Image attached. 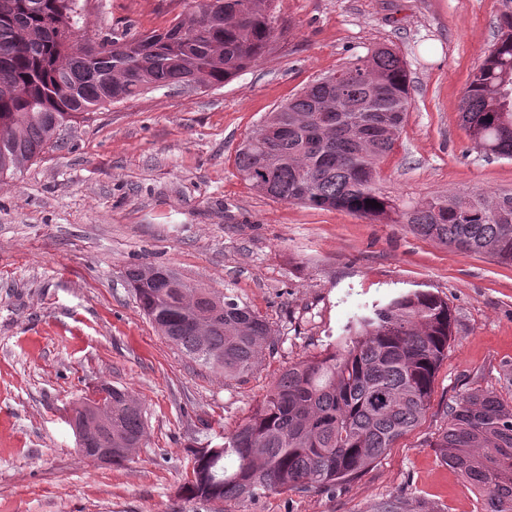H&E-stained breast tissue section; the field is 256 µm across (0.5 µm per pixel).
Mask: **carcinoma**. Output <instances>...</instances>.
I'll use <instances>...</instances> for the list:
<instances>
[{
  "instance_id": "obj_1",
  "label": "carcinoma",
  "mask_w": 512,
  "mask_h": 512,
  "mask_svg": "<svg viewBox=\"0 0 512 512\" xmlns=\"http://www.w3.org/2000/svg\"><path fill=\"white\" fill-rule=\"evenodd\" d=\"M78 0H0V179L50 147L60 128L91 111L157 88H186L196 74L222 87L273 52L283 30L276 0H199L161 31L79 39ZM410 104L406 62L381 46L325 75L268 113L235 164L268 196L405 225L464 254L512 264V192L448 193L400 204L377 187L378 169L404 129ZM459 117L473 147L512 160V11L470 76ZM279 165L266 169V156ZM374 200L379 207L366 204ZM125 276L140 309L167 342L226 380L262 363L269 322L238 297L186 282L170 268L147 280ZM453 316L429 291L401 293L355 315L322 353L288 365L251 414L218 448L191 450L185 494L253 497L350 483L420 425L448 356ZM112 463L147 442L135 395L112 387ZM426 446L476 491L481 512H512V400L473 389L443 409Z\"/></svg>"
}]
</instances>
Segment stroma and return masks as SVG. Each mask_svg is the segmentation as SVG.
<instances>
[{"mask_svg":"<svg viewBox=\"0 0 512 512\" xmlns=\"http://www.w3.org/2000/svg\"><path fill=\"white\" fill-rule=\"evenodd\" d=\"M79 36L159 31L184 0H80ZM512 0H278L287 39L219 89H162L64 128L0 180V512H479L424 441L446 404L479 387L512 398V265L336 210L272 199L237 172L264 116L380 45L407 63L404 131L380 166L399 202L512 189V161L474 149L458 120L471 74ZM134 264L233 294L267 319L261 366L227 381L153 328ZM446 299L448 356L429 409L359 479L332 490L206 502L181 489L189 449L221 444L292 362L342 336L364 307L403 292ZM131 390L147 445L122 465L82 461L67 421L100 384Z\"/></svg>","mask_w":512,"mask_h":512,"instance_id":"35a3bbf8","label":"stroma"}]
</instances>
